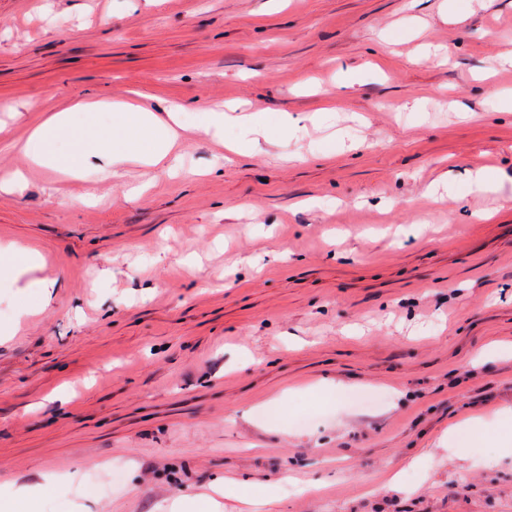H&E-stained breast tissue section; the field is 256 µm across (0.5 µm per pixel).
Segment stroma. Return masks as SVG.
Returning <instances> with one entry per match:
<instances>
[{
	"label": "stroma",
	"mask_w": 512,
	"mask_h": 512,
	"mask_svg": "<svg viewBox=\"0 0 512 512\" xmlns=\"http://www.w3.org/2000/svg\"><path fill=\"white\" fill-rule=\"evenodd\" d=\"M510 56L512 0H0V170L28 176L0 242L44 259L0 283V482L53 476L39 512H512V355L482 354L512 346ZM133 90L295 134L232 163L190 138L174 175L28 167L48 113ZM338 130L359 149L325 155ZM283 393L287 418L257 413ZM228 479L276 497L214 494Z\"/></svg>",
	"instance_id": "1"
}]
</instances>
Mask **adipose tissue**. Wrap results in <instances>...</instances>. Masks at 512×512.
Instances as JSON below:
<instances>
[{
  "mask_svg": "<svg viewBox=\"0 0 512 512\" xmlns=\"http://www.w3.org/2000/svg\"><path fill=\"white\" fill-rule=\"evenodd\" d=\"M105 113L111 126L99 122ZM227 118L219 106L190 110L175 105L162 117L127 100L76 101L49 114L31 132L23 152L36 165L73 178L93 170L119 179L129 163L177 164L176 149L185 134L222 136Z\"/></svg>",
  "mask_w": 512,
  "mask_h": 512,
  "instance_id": "adipose-tissue-1",
  "label": "adipose tissue"
}]
</instances>
